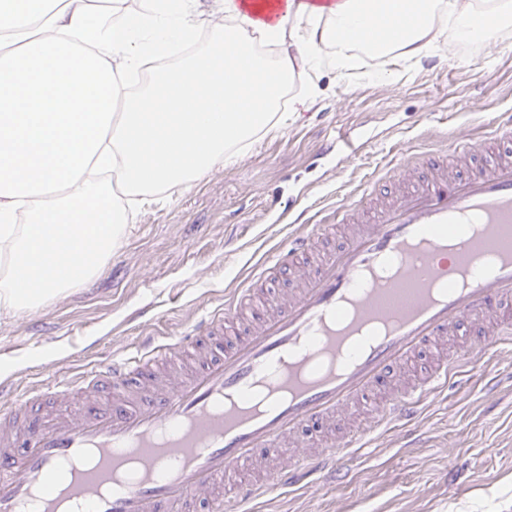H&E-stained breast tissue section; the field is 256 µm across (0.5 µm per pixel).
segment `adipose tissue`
I'll return each instance as SVG.
<instances>
[{
  "label": "adipose tissue",
  "instance_id": "adipose-tissue-1",
  "mask_svg": "<svg viewBox=\"0 0 512 512\" xmlns=\"http://www.w3.org/2000/svg\"><path fill=\"white\" fill-rule=\"evenodd\" d=\"M213 0L212 41L138 95L119 77L195 42L199 0H145L142 10L91 0H0V313L42 307L97 276L124 233L127 203L190 186L237 147L286 124L278 92L356 65L369 20L413 14L403 38L381 39L392 63L430 57L461 38L512 25V0ZM232 25H223V18ZM278 47L253 53L245 32ZM25 223H17V213Z\"/></svg>",
  "mask_w": 512,
  "mask_h": 512
}]
</instances>
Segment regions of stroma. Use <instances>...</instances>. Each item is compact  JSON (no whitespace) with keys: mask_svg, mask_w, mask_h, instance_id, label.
<instances>
[{"mask_svg":"<svg viewBox=\"0 0 512 512\" xmlns=\"http://www.w3.org/2000/svg\"><path fill=\"white\" fill-rule=\"evenodd\" d=\"M317 76L311 108L259 134L237 160L191 187H172L129 208L126 234L103 271L49 305L0 315V380L18 391L90 362L131 353L147 338L189 329L284 242V209L310 214L356 206L366 194L406 190L390 170L403 153L447 148L512 115V26L495 39L460 42L420 66L376 78ZM355 151H322L337 132ZM425 354L380 391L344 411L337 433L371 419L384 393L427 371ZM249 512H512V353L498 352L427 398L404 426L380 428L315 485L295 486Z\"/></svg>","mask_w":512,"mask_h":512,"instance_id":"35a3bbf8","label":"stroma"}]
</instances>
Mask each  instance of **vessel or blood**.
<instances>
[{
	"label": "vessel or blood",
	"instance_id": "obj_1",
	"mask_svg": "<svg viewBox=\"0 0 512 512\" xmlns=\"http://www.w3.org/2000/svg\"><path fill=\"white\" fill-rule=\"evenodd\" d=\"M473 160L465 177L452 175ZM422 184L358 219L351 207L321 220L289 212L294 226L235 295L184 336H166L137 354L96 363L67 381L28 393L0 382V512H187L205 498L210 512H240L300 478L335 468L373 429L413 420L461 362L483 348L452 350L463 321L485 328L483 347L512 348V153L467 142L423 161ZM349 232L341 247L329 235ZM463 224L477 225L492 260L462 267ZM404 259L416 286L412 305L386 310L392 291L381 266ZM302 272L294 293L268 298L252 315L260 289L279 275ZM381 335L352 350L337 368L309 375L313 353L332 355L336 339L364 323ZM237 337L214 353L206 344L224 331ZM437 351L426 373L384 396L370 425L337 438L338 412L366 398L402 364ZM135 383L139 397L124 393ZM90 393L77 415L42 419L37 401L67 403ZM323 428L312 451H298L264 479L225 490L226 473L248 468L260 453H279L309 424Z\"/></svg>",
	"mask_w": 512,
	"mask_h": 512
}]
</instances>
